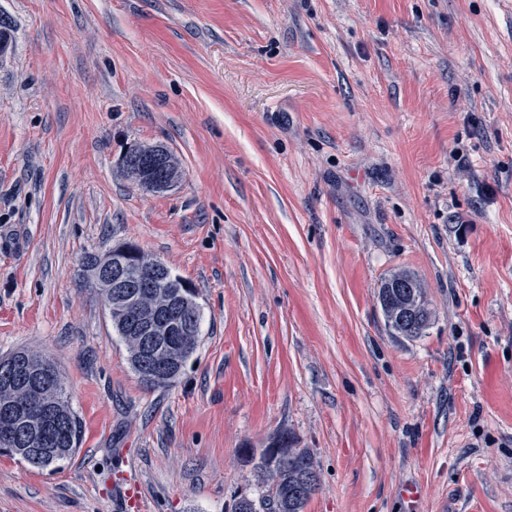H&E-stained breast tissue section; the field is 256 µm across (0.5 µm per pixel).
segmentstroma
<instances>
[{
	"label": "stroma",
	"mask_w": 512,
	"mask_h": 512,
	"mask_svg": "<svg viewBox=\"0 0 512 512\" xmlns=\"http://www.w3.org/2000/svg\"><path fill=\"white\" fill-rule=\"evenodd\" d=\"M0 357L49 354L84 435L0 455V512H228L245 448L309 449L305 512H512V0H0ZM163 143L147 193L121 157ZM198 292L170 386L83 259ZM424 285L408 340L378 289ZM418 489L416 498L402 494ZM140 161L127 167L133 183L145 192L160 193L171 190L182 176L172 160V153L162 144H150L139 150Z\"/></svg>",
	"instance_id": "stroma-1"
}]
</instances>
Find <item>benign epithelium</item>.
<instances>
[{
  "label": "benign epithelium",
  "mask_w": 512,
  "mask_h": 512,
  "mask_svg": "<svg viewBox=\"0 0 512 512\" xmlns=\"http://www.w3.org/2000/svg\"><path fill=\"white\" fill-rule=\"evenodd\" d=\"M138 165L129 168L133 183L145 192L160 193L172 189L182 176L172 160V153L162 144H150L139 150ZM85 264L97 284L113 287L112 305L125 313L129 323V344L138 358L141 370L149 377L167 376L176 370L168 351L180 336H192L197 329L196 312L200 310L197 292L182 281L171 286L173 276L160 261L149 257L137 245L114 246L103 254H93ZM399 310L394 314L397 326L422 314L415 300L414 285L397 281ZM0 375L8 384H22L38 404L7 401L0 405V438L9 441L16 435V425L33 426L27 436L28 447L19 452L33 460L57 445L50 428L60 425L61 416L47 399L55 380L54 367L49 362L15 357L0 364ZM266 445L275 449V458L301 459L300 449L288 445V436L273 434ZM315 470L304 465L296 475L295 494L301 498L315 484Z\"/></svg>",
  "instance_id": "1"
}]
</instances>
